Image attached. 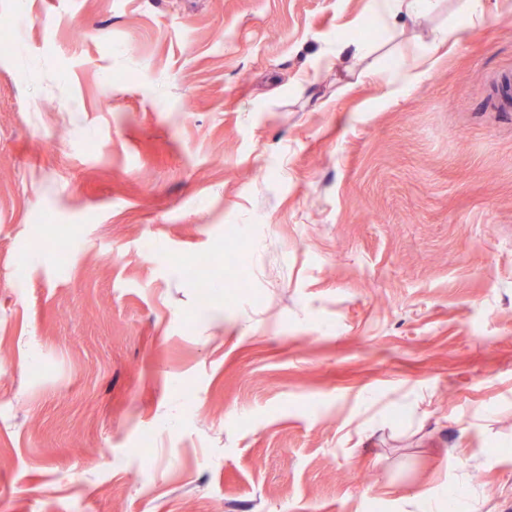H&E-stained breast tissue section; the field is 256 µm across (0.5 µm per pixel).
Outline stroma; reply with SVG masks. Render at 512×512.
<instances>
[{
  "label": "stroma",
  "mask_w": 512,
  "mask_h": 512,
  "mask_svg": "<svg viewBox=\"0 0 512 512\" xmlns=\"http://www.w3.org/2000/svg\"><path fill=\"white\" fill-rule=\"evenodd\" d=\"M465 2L0 0V512H512V0ZM434 0H381L382 14L388 27L403 19L416 21L434 6ZM465 31L466 29H453L449 32L448 30L440 31L435 37L434 45L418 48L414 53L413 59L416 64L412 69L416 71L412 74V76L419 78L430 72L439 61V58L435 56L437 45L445 42L446 40L448 41V38L450 37H455L458 39Z\"/></svg>",
  "instance_id": "35a3bbf8"
}]
</instances>
